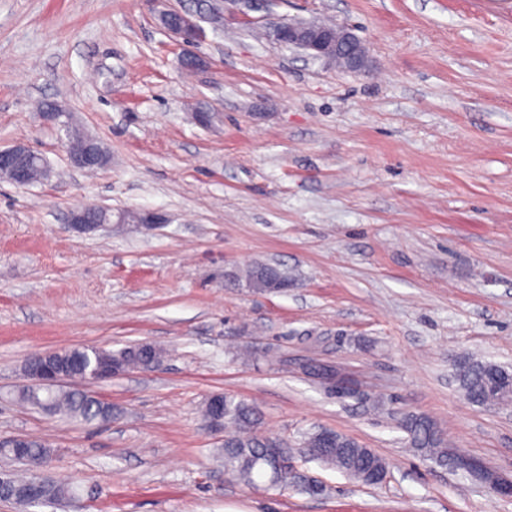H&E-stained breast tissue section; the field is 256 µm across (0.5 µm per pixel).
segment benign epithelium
<instances>
[{"label":"benign epithelium","mask_w":512,"mask_h":512,"mask_svg":"<svg viewBox=\"0 0 512 512\" xmlns=\"http://www.w3.org/2000/svg\"><path fill=\"white\" fill-rule=\"evenodd\" d=\"M160 19L171 20L165 30L174 38L184 43L197 42L202 39L204 31L190 15L166 10ZM273 39L305 50L309 56L317 59H331L344 62L345 68L359 70L365 64V51L359 38L351 29L338 26L332 30L318 22H283L272 30ZM42 119L67 131L72 128L70 114L60 105H55L51 112L40 113ZM42 161V171L49 173V165L43 157L25 144H16L0 149V170L7 173V180L25 186L30 183L29 165L32 159ZM71 163L78 168L96 166L102 168L109 163L108 157L97 149L90 147L82 154H69ZM69 226L81 233L94 232L112 223V210L96 206H80L73 209L68 219ZM27 376L36 385H63L71 377L59 371L47 354L41 353L38 359L30 363Z\"/></svg>","instance_id":"obj_1"}]
</instances>
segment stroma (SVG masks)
<instances>
[{
    "label": "stroma",
    "instance_id": "obj_1",
    "mask_svg": "<svg viewBox=\"0 0 512 512\" xmlns=\"http://www.w3.org/2000/svg\"><path fill=\"white\" fill-rule=\"evenodd\" d=\"M170 9L205 32L194 74L160 24ZM234 9L0 0V147L24 142L53 171L0 179V439L51 445L44 475L77 488L55 512H512L399 427L428 416L451 453L512 474V404H472L454 379L464 357L512 365V0H275L222 19ZM264 14L352 28L367 71L263 37ZM45 99L102 143L105 169L69 163ZM84 204L167 222L78 234ZM253 263L288 272L287 291L234 280ZM142 342L167 349L159 366L91 386L110 422L16 399L35 353ZM315 363L355 396L331 395ZM222 392L258 408L321 493L225 478L201 414ZM320 429L386 458V480L305 457Z\"/></svg>",
    "mask_w": 512,
    "mask_h": 512
}]
</instances>
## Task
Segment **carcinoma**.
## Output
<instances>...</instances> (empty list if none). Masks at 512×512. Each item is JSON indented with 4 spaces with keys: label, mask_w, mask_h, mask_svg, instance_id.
Returning a JSON list of instances; mask_svg holds the SVG:
<instances>
[{
    "label": "carcinoma",
    "mask_w": 512,
    "mask_h": 512,
    "mask_svg": "<svg viewBox=\"0 0 512 512\" xmlns=\"http://www.w3.org/2000/svg\"><path fill=\"white\" fill-rule=\"evenodd\" d=\"M249 287L269 293L283 292L289 283L288 275L280 268L256 263L244 272ZM163 350L154 345L137 344L118 351L96 348H73L57 354L62 369L73 377L89 373L93 361L112 362L118 369H142L147 362L161 361ZM455 377L463 394L473 403L485 406L512 400V393L504 394L500 383H512V370L492 362L473 361L464 358L456 367ZM21 400L42 412L65 420H77L87 425L112 419V406L99 400L89 391L64 390L52 385L28 387L20 393ZM260 414L257 408L242 400L224 395V447L219 455L224 458V473L228 478L247 488L266 491L281 490L297 485L294 476L273 470L271 460L276 452L287 451V445L277 439L262 437L254 432ZM401 428L408 434L407 443L425 452L435 461L448 462V443L440 427L424 415H408ZM24 451L14 460L30 466H41L52 457L53 450L40 439L24 438ZM303 448L308 454L346 476L365 482L368 466L388 469L387 461L372 449L332 430L321 429L307 436ZM74 496L73 487L64 481L50 480L43 483V498L49 503Z\"/></svg>",
    "instance_id": "obj_1"
}]
</instances>
